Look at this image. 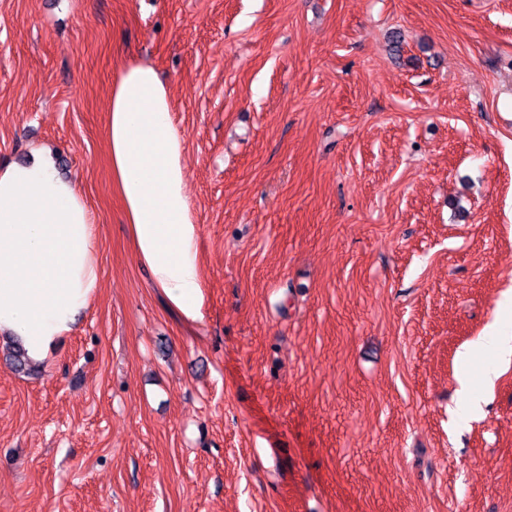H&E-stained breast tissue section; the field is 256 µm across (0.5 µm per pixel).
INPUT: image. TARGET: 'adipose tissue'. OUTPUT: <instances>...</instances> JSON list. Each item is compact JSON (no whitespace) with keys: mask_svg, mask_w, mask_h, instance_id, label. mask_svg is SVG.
<instances>
[{"mask_svg":"<svg viewBox=\"0 0 512 512\" xmlns=\"http://www.w3.org/2000/svg\"><path fill=\"white\" fill-rule=\"evenodd\" d=\"M169 90L148 62L122 67L112 83L105 134L113 183L137 259L181 315L200 318L199 229L192 218L184 140ZM91 211L77 182L47 161L0 167V334L21 341L35 363L67 335L100 288ZM512 289L495 320L461 352L512 356Z\"/></svg>","mask_w":512,"mask_h":512,"instance_id":"ef3b65f1","label":"adipose tissue"}]
</instances>
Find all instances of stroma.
I'll use <instances>...</instances> for the list:
<instances>
[{"label": "stroma", "mask_w": 512, "mask_h": 512, "mask_svg": "<svg viewBox=\"0 0 512 512\" xmlns=\"http://www.w3.org/2000/svg\"><path fill=\"white\" fill-rule=\"evenodd\" d=\"M133 60L184 139L190 324L112 189ZM45 156L101 287L31 373L0 352V512H512V359L459 362L512 287V0H0V166Z\"/></svg>", "instance_id": "stroma-1"}]
</instances>
